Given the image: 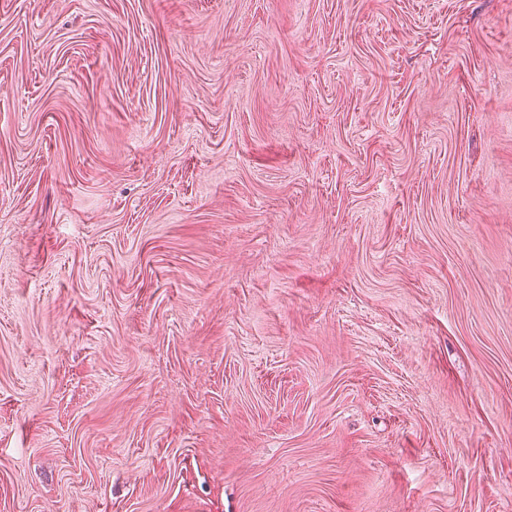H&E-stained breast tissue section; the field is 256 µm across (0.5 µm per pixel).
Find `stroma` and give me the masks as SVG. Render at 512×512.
<instances>
[{
    "mask_svg": "<svg viewBox=\"0 0 512 512\" xmlns=\"http://www.w3.org/2000/svg\"><path fill=\"white\" fill-rule=\"evenodd\" d=\"M0 512H512V0H0Z\"/></svg>",
    "mask_w": 512,
    "mask_h": 512,
    "instance_id": "obj_1",
    "label": "stroma"
}]
</instances>
